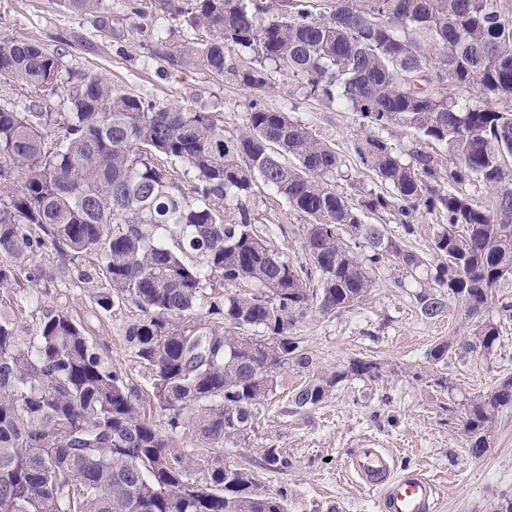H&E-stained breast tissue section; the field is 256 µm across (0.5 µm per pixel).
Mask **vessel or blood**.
Here are the masks:
<instances>
[{"label":"vessel or blood","mask_w":512,"mask_h":512,"mask_svg":"<svg viewBox=\"0 0 512 512\" xmlns=\"http://www.w3.org/2000/svg\"><path fill=\"white\" fill-rule=\"evenodd\" d=\"M349 466L366 488L378 491L380 512H434L437 506L434 481L419 470L397 472L383 449H360Z\"/></svg>","instance_id":"obj_1"}]
</instances>
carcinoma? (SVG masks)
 <instances>
[{
	"label": "carcinoma",
	"instance_id": "obj_1",
	"mask_svg": "<svg viewBox=\"0 0 512 512\" xmlns=\"http://www.w3.org/2000/svg\"><path fill=\"white\" fill-rule=\"evenodd\" d=\"M95 12L103 0H62ZM171 9L204 36L158 54L174 67L231 76L246 89H294L362 121L356 152L382 190L358 203L336 192L349 177L336 149L258 98L228 135L210 112L159 107L86 73L68 77L65 112L17 111L0 95V512H286L287 494L260 472L288 469L277 446L260 469L224 461L245 444L276 375L312 358L296 335L310 313L353 309L389 260L420 273L415 299L429 320L464 312L462 334L435 345L489 355L512 319V14L503 0H186ZM278 10L271 16L272 10ZM237 48L228 57L224 48ZM60 60L0 37V79L50 95ZM404 124L441 146L404 154L376 130ZM63 129L57 139L48 130ZM194 172L185 185L169 168ZM479 183L486 201L467 187ZM263 185L303 221L304 261L276 250L249 208ZM435 217L429 253L408 249L418 215ZM392 217L401 233L369 216ZM52 249L105 312L132 305L125 332L165 412L146 417L142 392L67 308L36 327L11 304L41 302L45 274L30 262ZM94 255L99 264L86 268ZM248 282L253 291L231 287ZM223 288L220 293L217 288ZM495 310L499 321L484 317ZM382 365L353 358L292 397L313 409L338 384L374 380ZM512 377L462 404L466 448L479 457ZM189 434L187 450L177 438Z\"/></svg>",
	"mask_w": 512,
	"mask_h": 512
}]
</instances>
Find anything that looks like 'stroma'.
Listing matches in <instances>:
<instances>
[{
  "label": "stroma",
  "instance_id": "obj_1",
  "mask_svg": "<svg viewBox=\"0 0 512 512\" xmlns=\"http://www.w3.org/2000/svg\"><path fill=\"white\" fill-rule=\"evenodd\" d=\"M163 2L104 0L98 12L77 13L61 0H0V37L40 45L58 55L63 71L101 76L157 105L214 113L226 131H236L244 123L252 93L215 74L173 68L155 54L157 33L174 41L195 36ZM272 82L265 105L305 124L351 167L352 180L337 181L338 192L353 200L361 190L378 188L355 152L361 135L357 117L344 108L289 94L282 74H274ZM250 206L270 231L274 246L290 260H302V223L296 212L263 186L256 188ZM35 263L48 275V287L41 304L15 302L19 322L35 325L42 311L59 307L79 314L146 395L147 417L163 423V411L149 398L151 381L125 340V328L138 319V310L130 305L102 312L90 297L91 285L78 282L55 251L43 252ZM376 279L371 294L354 309L329 316L313 313L297 323L311 365L278 373L248 444L226 446L224 459L253 464L262 448L277 445L291 465L265 473L263 481L270 489L287 492V512H378L376 492L345 470L348 456L370 440L393 452L398 469L420 468L437 478L439 512H491L497 494L512 493V410L499 415L489 448L474 457L452 407L512 375V320L502 323L493 354L449 357L447 372L455 389L447 394L425 381L432 370L427 353L458 333V304L449 302L444 316L428 320L417 308L415 282L404 279L395 262H387ZM357 357L381 362L382 376L342 382L319 407L294 409L291 396L297 388Z\"/></svg>",
  "mask_w": 512,
  "mask_h": 512
}]
</instances>
